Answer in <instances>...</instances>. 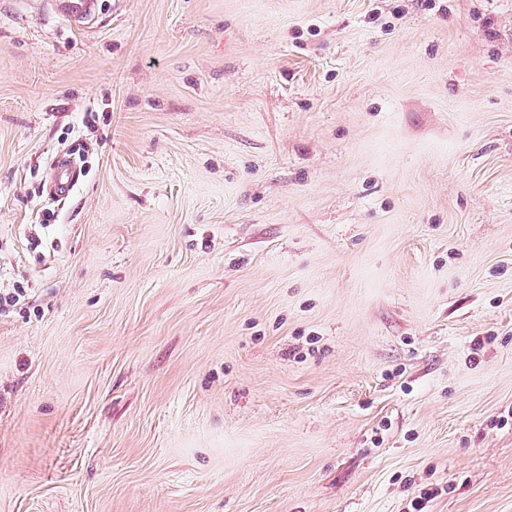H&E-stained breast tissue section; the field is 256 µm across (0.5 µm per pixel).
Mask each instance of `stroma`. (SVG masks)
I'll use <instances>...</instances> for the list:
<instances>
[{
	"label": "stroma",
	"instance_id": "stroma-1",
	"mask_svg": "<svg viewBox=\"0 0 512 512\" xmlns=\"http://www.w3.org/2000/svg\"><path fill=\"white\" fill-rule=\"evenodd\" d=\"M101 3L0 0V512H512V0ZM53 2L60 3L66 15L75 19H88L95 15L98 8V0H59ZM51 173L50 194L56 198H63L74 189L80 171L57 158L51 164Z\"/></svg>",
	"mask_w": 512,
	"mask_h": 512
}]
</instances>
